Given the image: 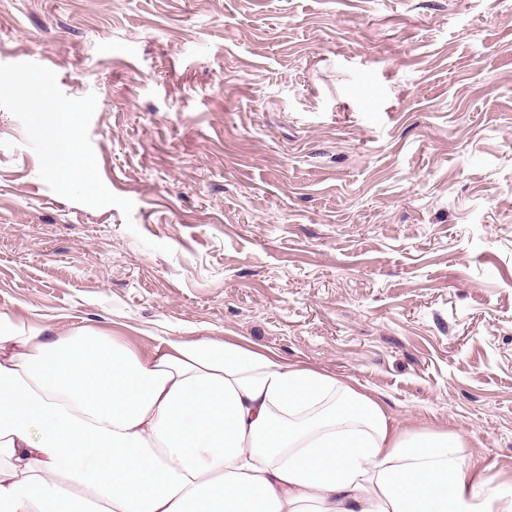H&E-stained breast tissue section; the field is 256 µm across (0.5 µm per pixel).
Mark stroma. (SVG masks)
<instances>
[{"instance_id": "1", "label": "stroma", "mask_w": 512, "mask_h": 512, "mask_svg": "<svg viewBox=\"0 0 512 512\" xmlns=\"http://www.w3.org/2000/svg\"><path fill=\"white\" fill-rule=\"evenodd\" d=\"M0 310L242 341L512 482V0H0ZM53 126V138L65 145V149L59 152L61 166L57 169V176L64 182L70 179V171L78 158V145L73 131L69 128L63 113L56 112Z\"/></svg>"}]
</instances>
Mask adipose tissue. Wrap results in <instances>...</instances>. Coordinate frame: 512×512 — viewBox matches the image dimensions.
<instances>
[{
    "instance_id": "adipose-tissue-1",
    "label": "adipose tissue",
    "mask_w": 512,
    "mask_h": 512,
    "mask_svg": "<svg viewBox=\"0 0 512 512\" xmlns=\"http://www.w3.org/2000/svg\"><path fill=\"white\" fill-rule=\"evenodd\" d=\"M464 446L239 342L146 352L0 311V512H512Z\"/></svg>"
}]
</instances>
